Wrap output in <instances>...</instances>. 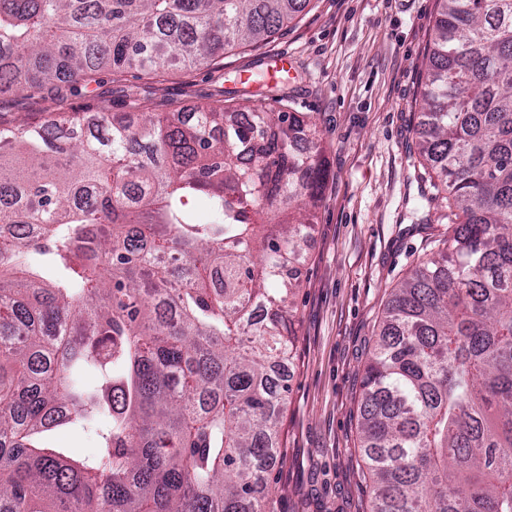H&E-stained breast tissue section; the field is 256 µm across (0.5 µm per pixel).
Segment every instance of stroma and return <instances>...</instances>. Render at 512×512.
<instances>
[{"mask_svg": "<svg viewBox=\"0 0 512 512\" xmlns=\"http://www.w3.org/2000/svg\"><path fill=\"white\" fill-rule=\"evenodd\" d=\"M436 11L437 0H313L259 48L154 78L131 71L99 89L115 112L222 103L228 76L264 73L268 56L285 53L294 75L275 96L284 111L311 113L323 133L329 175L300 267L297 358L286 374L273 512L370 510L359 448L364 366L392 289L448 233L440 208L421 200L413 166ZM89 105L80 94L52 103L4 96L0 123Z\"/></svg>", "mask_w": 512, "mask_h": 512, "instance_id": "obj_1", "label": "stroma"}]
</instances>
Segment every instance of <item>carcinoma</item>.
I'll return each instance as SVG.
<instances>
[{"instance_id": "cac0c4a2", "label": "carcinoma", "mask_w": 512, "mask_h": 512, "mask_svg": "<svg viewBox=\"0 0 512 512\" xmlns=\"http://www.w3.org/2000/svg\"><path fill=\"white\" fill-rule=\"evenodd\" d=\"M311 2L0 0V96L195 69ZM433 31L418 163L451 235L392 290L360 447L372 512H512V0H439ZM326 175L272 106L0 127V512H267ZM55 444L59 448H81L85 451H92L95 443L92 438L77 431L59 430L55 435Z\"/></svg>"}]
</instances>
